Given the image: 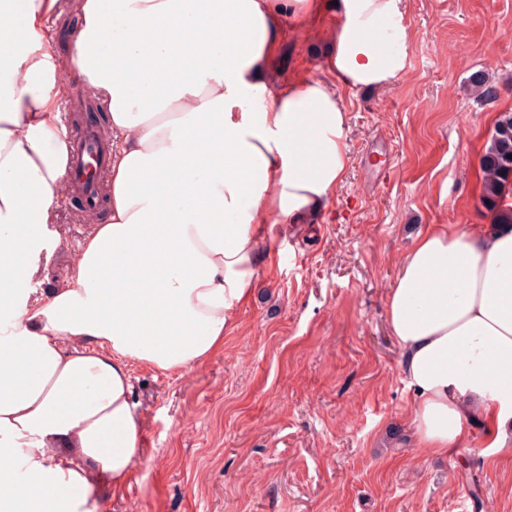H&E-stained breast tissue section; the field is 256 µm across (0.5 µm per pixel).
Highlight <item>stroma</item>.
<instances>
[{
  "label": "stroma",
  "instance_id": "35a3bbf8",
  "mask_svg": "<svg viewBox=\"0 0 512 512\" xmlns=\"http://www.w3.org/2000/svg\"><path fill=\"white\" fill-rule=\"evenodd\" d=\"M409 66L392 87L344 92L351 166L316 224L272 227L259 288L223 350L182 374L133 370L142 457L97 512H512V453L466 426L448 457L412 444L413 394L385 320L412 241L482 227L480 161L512 113V0H408ZM325 46L289 33L281 76L320 73ZM499 87L474 93L473 77ZM73 194L34 288L65 283L90 232Z\"/></svg>",
  "mask_w": 512,
  "mask_h": 512
}]
</instances>
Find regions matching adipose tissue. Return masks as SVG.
I'll return each mask as SVG.
<instances>
[{"instance_id":"1","label":"adipose tissue","mask_w":512,"mask_h":512,"mask_svg":"<svg viewBox=\"0 0 512 512\" xmlns=\"http://www.w3.org/2000/svg\"><path fill=\"white\" fill-rule=\"evenodd\" d=\"M56 0H0V512H82L141 456L132 370L184 373L223 348L274 224H315L351 164L343 91L408 67L405 0H81L79 65L112 129L102 220L68 281L31 286L66 193ZM326 38L323 75L276 80L281 44ZM387 323L414 445L466 422L512 450V230L431 225Z\"/></svg>"}]
</instances>
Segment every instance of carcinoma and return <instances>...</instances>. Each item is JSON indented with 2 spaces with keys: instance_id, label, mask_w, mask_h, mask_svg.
<instances>
[{
  "instance_id": "cac0c4a2",
  "label": "carcinoma",
  "mask_w": 512,
  "mask_h": 512,
  "mask_svg": "<svg viewBox=\"0 0 512 512\" xmlns=\"http://www.w3.org/2000/svg\"><path fill=\"white\" fill-rule=\"evenodd\" d=\"M512 113L504 114L495 126L490 145L481 160L484 202L498 207V224L512 227V207L497 205L498 187L512 180Z\"/></svg>"
}]
</instances>
